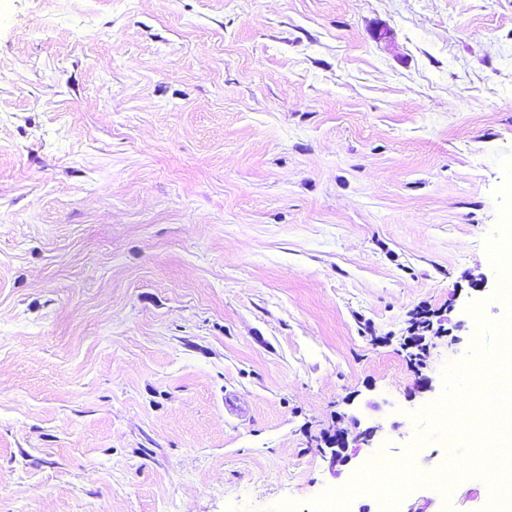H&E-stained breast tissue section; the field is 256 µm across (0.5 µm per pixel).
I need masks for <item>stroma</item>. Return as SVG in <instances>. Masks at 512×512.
<instances>
[{"label":"stroma","instance_id":"obj_1","mask_svg":"<svg viewBox=\"0 0 512 512\" xmlns=\"http://www.w3.org/2000/svg\"><path fill=\"white\" fill-rule=\"evenodd\" d=\"M496 153L512 0H0V512H308L416 440L436 471L413 416L468 303L506 313Z\"/></svg>","mask_w":512,"mask_h":512}]
</instances>
